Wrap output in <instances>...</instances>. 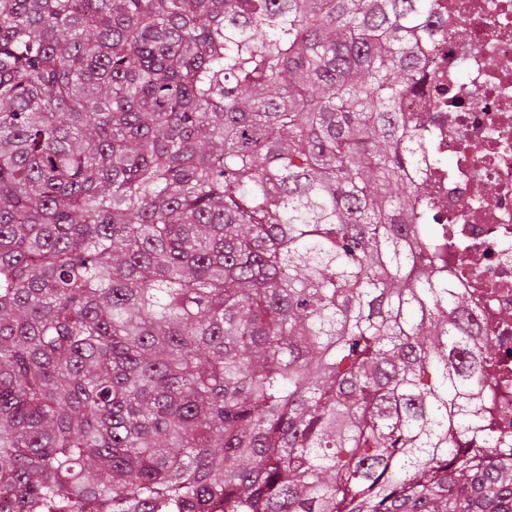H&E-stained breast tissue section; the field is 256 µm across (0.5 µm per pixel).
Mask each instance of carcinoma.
<instances>
[{
	"instance_id": "obj_1",
	"label": "carcinoma",
	"mask_w": 512,
	"mask_h": 512,
	"mask_svg": "<svg viewBox=\"0 0 512 512\" xmlns=\"http://www.w3.org/2000/svg\"><path fill=\"white\" fill-rule=\"evenodd\" d=\"M432 3L0 0L14 512H512L415 223Z\"/></svg>"
}]
</instances>
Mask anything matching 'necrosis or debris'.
I'll return each mask as SVG.
<instances>
[{"label": "necrosis or debris", "mask_w": 512, "mask_h": 512, "mask_svg": "<svg viewBox=\"0 0 512 512\" xmlns=\"http://www.w3.org/2000/svg\"><path fill=\"white\" fill-rule=\"evenodd\" d=\"M424 52L427 77L400 102L411 175L427 187L425 223L441 227L440 275L467 295L475 340H496L478 406L512 443V0H434Z\"/></svg>", "instance_id": "1"}]
</instances>
